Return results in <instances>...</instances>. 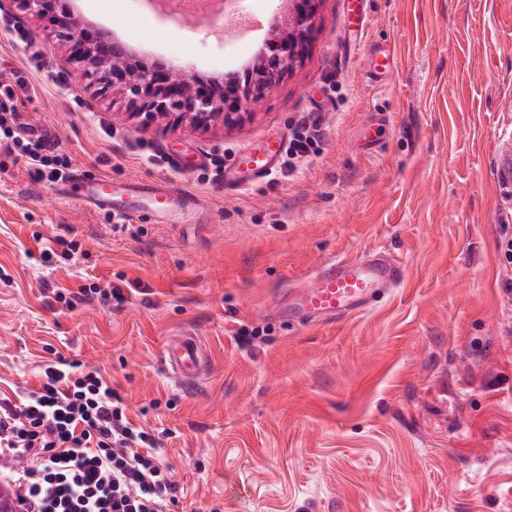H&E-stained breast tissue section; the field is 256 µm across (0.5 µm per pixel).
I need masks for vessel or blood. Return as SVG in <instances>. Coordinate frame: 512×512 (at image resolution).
Masks as SVG:
<instances>
[{
  "label": "vessel or blood",
  "instance_id": "vessel-or-blood-1",
  "mask_svg": "<svg viewBox=\"0 0 512 512\" xmlns=\"http://www.w3.org/2000/svg\"><path fill=\"white\" fill-rule=\"evenodd\" d=\"M283 144L260 142L236 152L224 165V191L232 194L242 186L266 179L276 168ZM71 182L80 184L84 204L108 214L135 219L147 214H174L182 199L167 182L143 179L133 183L86 174L76 169ZM403 278L401 265L378 253L332 259L320 264L310 279L280 292L275 309L280 317L299 323H328L371 309L380 294ZM207 360V351L196 335L184 332L168 339L161 363L181 385L195 382Z\"/></svg>",
  "mask_w": 512,
  "mask_h": 512
}]
</instances>
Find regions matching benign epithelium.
<instances>
[{
    "instance_id": "obj_1",
    "label": "benign epithelium",
    "mask_w": 512,
    "mask_h": 512,
    "mask_svg": "<svg viewBox=\"0 0 512 512\" xmlns=\"http://www.w3.org/2000/svg\"><path fill=\"white\" fill-rule=\"evenodd\" d=\"M25 10L48 19L52 31L69 47L70 58L85 78L100 90L118 88L145 110V116L171 117L195 128L216 121L231 125L239 108L255 102L304 53L306 33L315 24L321 0H288L292 20L286 31L270 38L265 49L238 80H193L162 62L131 71V55L103 31L81 26L70 0H20Z\"/></svg>"
}]
</instances>
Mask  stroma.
I'll use <instances>...</instances> for the list:
<instances>
[{
  "label": "stroma",
  "mask_w": 512,
  "mask_h": 512,
  "mask_svg": "<svg viewBox=\"0 0 512 512\" xmlns=\"http://www.w3.org/2000/svg\"><path fill=\"white\" fill-rule=\"evenodd\" d=\"M71 7L137 60L204 79L242 71L288 20L286 0H250L257 26L232 32L145 19L141 0ZM386 51L392 70L369 80ZM16 69L25 121L73 167L164 178L198 205L122 231L24 163L0 169V395L37 389L60 357L98 368L159 431L175 512H512V209L495 183L512 152V0H322L303 58L231 127L130 115L76 75L48 20L0 0V73ZM309 112L324 135L291 175L230 196L203 180ZM57 235L83 250L51 269L37 239ZM369 252L404 271L372 309L263 315L321 262ZM92 276L125 302H56ZM183 329L209 353L188 387L160 360Z\"/></svg>",
  "instance_id": "1"
}]
</instances>
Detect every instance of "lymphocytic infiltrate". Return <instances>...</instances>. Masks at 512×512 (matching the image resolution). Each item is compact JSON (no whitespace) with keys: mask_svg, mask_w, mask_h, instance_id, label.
<instances>
[{"mask_svg":"<svg viewBox=\"0 0 512 512\" xmlns=\"http://www.w3.org/2000/svg\"><path fill=\"white\" fill-rule=\"evenodd\" d=\"M29 78L0 80V153L24 160L38 180L68 178L70 161L54 140L20 121L18 94ZM319 119L300 122L280 166L288 174L317 153ZM158 441L131 422L122 399L94 369L57 359L37 391L0 398V459L24 512H171L180 491L157 455Z\"/></svg>","mask_w":512,"mask_h":512,"instance_id":"f902f5d3","label":"lymphocytic infiltrate"}]
</instances>
